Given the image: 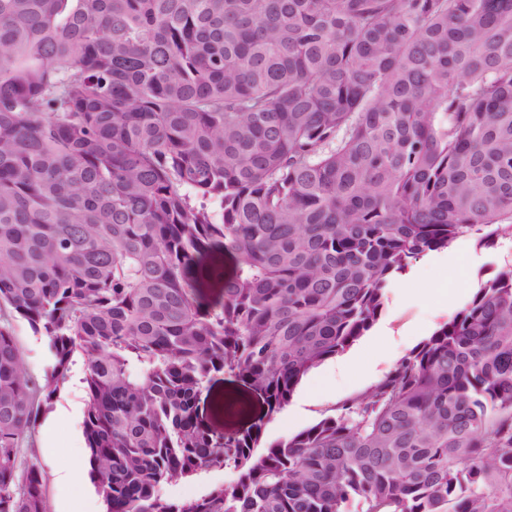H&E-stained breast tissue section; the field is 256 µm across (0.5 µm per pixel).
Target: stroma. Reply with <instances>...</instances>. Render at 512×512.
<instances>
[{"label":"stroma","instance_id":"1","mask_svg":"<svg viewBox=\"0 0 512 512\" xmlns=\"http://www.w3.org/2000/svg\"><path fill=\"white\" fill-rule=\"evenodd\" d=\"M512 266V241L505 237L479 245L463 237L444 249L413 260L384 296L378 320L344 352L322 362L303 377L288 404L268 413L262 398L232 373L215 375L205 383L198 402L200 421L219 434L246 432L261 423L259 446L288 438L334 415L337 406L377 384L411 350L428 339L472 299L484 282ZM25 364L37 381L50 374L54 359L47 337L35 334L21 318L9 321ZM85 370L74 356L69 376L49 407L41 408L28 444L29 461L43 471L47 512H90L87 495L69 493L60 482L56 462L83 461L87 448L83 431Z\"/></svg>","mask_w":512,"mask_h":512}]
</instances>
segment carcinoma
I'll return each instance as SVG.
<instances>
[{
  "label": "carcinoma",
  "instance_id": "1",
  "mask_svg": "<svg viewBox=\"0 0 512 512\" xmlns=\"http://www.w3.org/2000/svg\"><path fill=\"white\" fill-rule=\"evenodd\" d=\"M474 235L512 237V0H0V512H46L22 448L77 352L106 512H512V267L264 453L198 418L226 372L280 411ZM9 326L22 349L26 367L39 383H43L54 364L48 338L35 334L28 322L19 317L9 319ZM233 478V474L224 468L213 467L178 484L164 487L163 494L170 499L198 497L213 487L230 483Z\"/></svg>",
  "mask_w": 512,
  "mask_h": 512
}]
</instances>
